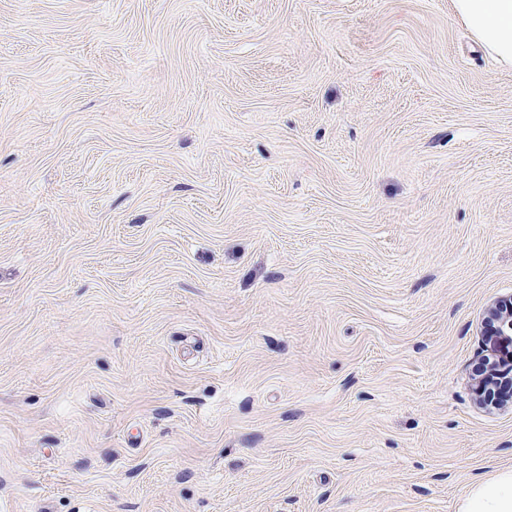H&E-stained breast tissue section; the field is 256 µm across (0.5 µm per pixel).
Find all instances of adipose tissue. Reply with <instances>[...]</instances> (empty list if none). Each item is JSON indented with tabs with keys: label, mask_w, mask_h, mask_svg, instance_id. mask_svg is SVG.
Wrapping results in <instances>:
<instances>
[{
	"label": "adipose tissue",
	"mask_w": 512,
	"mask_h": 512,
	"mask_svg": "<svg viewBox=\"0 0 512 512\" xmlns=\"http://www.w3.org/2000/svg\"><path fill=\"white\" fill-rule=\"evenodd\" d=\"M452 7L482 48L512 67V0H452ZM457 512H512V468L471 484Z\"/></svg>",
	"instance_id": "1"
}]
</instances>
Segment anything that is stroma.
I'll list each match as a JSON object with an SVG mask.
<instances>
[{
  "label": "stroma",
  "instance_id": "stroma-1",
  "mask_svg": "<svg viewBox=\"0 0 512 512\" xmlns=\"http://www.w3.org/2000/svg\"><path fill=\"white\" fill-rule=\"evenodd\" d=\"M510 294L450 0H0V512H456ZM483 332L512 345V295L493 300L485 310Z\"/></svg>",
  "mask_w": 512,
  "mask_h": 512
}]
</instances>
